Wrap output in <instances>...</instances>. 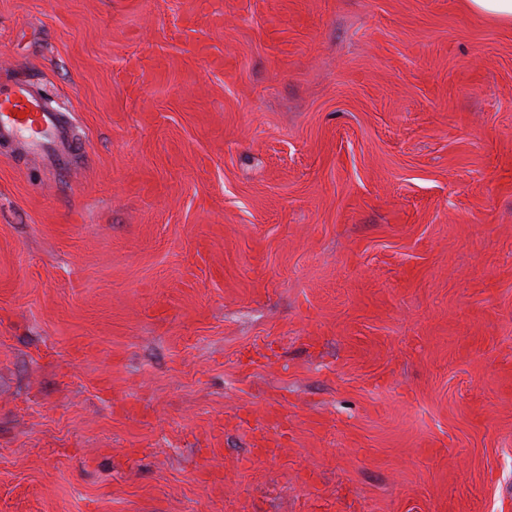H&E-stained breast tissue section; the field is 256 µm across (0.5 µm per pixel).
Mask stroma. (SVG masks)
<instances>
[{
  "instance_id": "1",
  "label": "stroma",
  "mask_w": 512,
  "mask_h": 512,
  "mask_svg": "<svg viewBox=\"0 0 512 512\" xmlns=\"http://www.w3.org/2000/svg\"><path fill=\"white\" fill-rule=\"evenodd\" d=\"M466 2L0 0L80 146L0 145V512H512V25Z\"/></svg>"
}]
</instances>
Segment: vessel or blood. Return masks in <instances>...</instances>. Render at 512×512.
<instances>
[{
  "label": "vessel or blood",
  "instance_id": "b4317fda",
  "mask_svg": "<svg viewBox=\"0 0 512 512\" xmlns=\"http://www.w3.org/2000/svg\"><path fill=\"white\" fill-rule=\"evenodd\" d=\"M42 87L28 80L0 81V144L22 149L47 168L62 167L73 150L68 127L46 109Z\"/></svg>",
  "mask_w": 512,
  "mask_h": 512
}]
</instances>
